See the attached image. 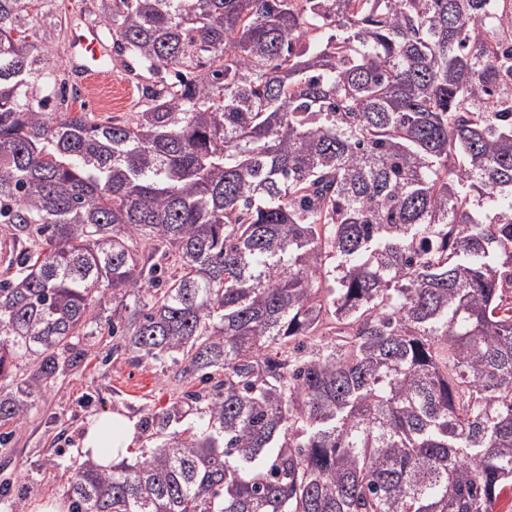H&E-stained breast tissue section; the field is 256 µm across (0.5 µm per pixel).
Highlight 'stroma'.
<instances>
[{"instance_id": "obj_1", "label": "stroma", "mask_w": 512, "mask_h": 512, "mask_svg": "<svg viewBox=\"0 0 512 512\" xmlns=\"http://www.w3.org/2000/svg\"><path fill=\"white\" fill-rule=\"evenodd\" d=\"M99 4L100 0H42L38 25L42 43L50 48L47 73L74 91L68 111L86 112L104 123L128 116L138 94L116 61L107 62L96 85L79 82L71 33L79 26L97 27ZM99 312L95 335L80 339L77 366L36 393L31 412L13 428L10 447H0V512H7L15 499L22 501L26 512H35L46 499L67 500L70 478L85 459L81 438L89 417L118 412L139 424L148 410L195 387L172 364L112 357L111 298L103 299Z\"/></svg>"}]
</instances>
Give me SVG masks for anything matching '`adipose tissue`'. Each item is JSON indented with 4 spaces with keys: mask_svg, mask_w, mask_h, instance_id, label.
<instances>
[{
    "mask_svg": "<svg viewBox=\"0 0 512 512\" xmlns=\"http://www.w3.org/2000/svg\"><path fill=\"white\" fill-rule=\"evenodd\" d=\"M135 433L134 422L118 413L90 419L81 440L82 451L99 465L112 467L124 459Z\"/></svg>",
    "mask_w": 512,
    "mask_h": 512,
    "instance_id": "1",
    "label": "adipose tissue"
}]
</instances>
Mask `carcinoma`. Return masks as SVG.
I'll use <instances>...</instances> for the list:
<instances>
[{"label":"carcinoma","instance_id":"1","mask_svg":"<svg viewBox=\"0 0 512 512\" xmlns=\"http://www.w3.org/2000/svg\"><path fill=\"white\" fill-rule=\"evenodd\" d=\"M39 2L0 0V446L109 289L112 352L201 387L71 512H497L512 0H101L110 123L49 111Z\"/></svg>","mask_w":512,"mask_h":512}]
</instances>
